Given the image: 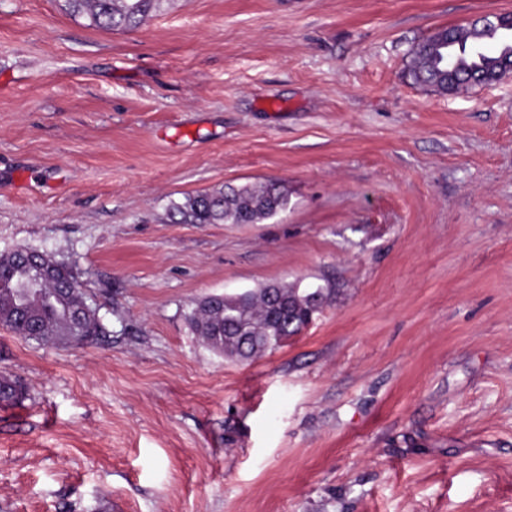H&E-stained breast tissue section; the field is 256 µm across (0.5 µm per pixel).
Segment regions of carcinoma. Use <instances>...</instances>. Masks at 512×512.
<instances>
[{
  "instance_id": "1",
  "label": "carcinoma",
  "mask_w": 512,
  "mask_h": 512,
  "mask_svg": "<svg viewBox=\"0 0 512 512\" xmlns=\"http://www.w3.org/2000/svg\"><path fill=\"white\" fill-rule=\"evenodd\" d=\"M73 16L102 30L132 29L158 12L164 0H63ZM512 73V14L500 27L439 29L411 50L409 76L438 94L456 93L484 76ZM288 208V192L276 181L198 192L172 203L170 213L185 224H259ZM329 288L268 285L256 291L206 296L185 313L192 332L214 352L252 360L298 335L320 313ZM82 321L72 318L73 312ZM0 326L44 345H82L101 328L97 311L70 271L40 278L16 253L0 256ZM21 395L17 382L0 376V402Z\"/></svg>"
}]
</instances>
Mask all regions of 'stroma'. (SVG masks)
I'll list each match as a JSON object with an SVG mask.
<instances>
[{
    "mask_svg": "<svg viewBox=\"0 0 512 512\" xmlns=\"http://www.w3.org/2000/svg\"><path fill=\"white\" fill-rule=\"evenodd\" d=\"M512 0H165L132 31L0 0V255L104 331L0 327V512H512V76L439 95L410 50ZM279 181L259 224L190 193ZM322 286L247 363L209 294ZM288 208V192L279 182L213 189L172 203V217L185 224H259Z\"/></svg>",
    "mask_w": 512,
    "mask_h": 512,
    "instance_id": "stroma-1",
    "label": "stroma"
}]
</instances>
